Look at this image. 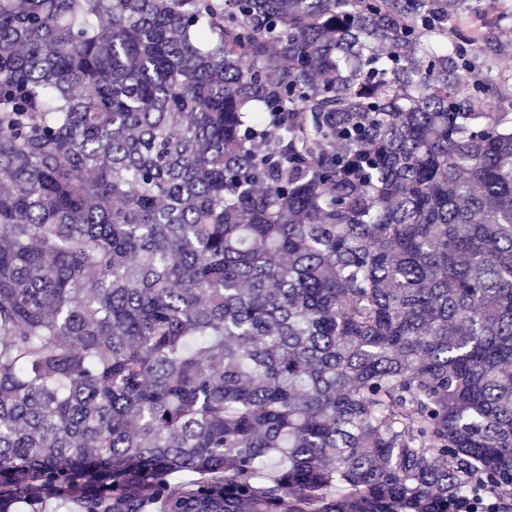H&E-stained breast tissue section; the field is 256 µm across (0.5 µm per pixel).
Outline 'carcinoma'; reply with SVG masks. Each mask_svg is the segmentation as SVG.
Segmentation results:
<instances>
[{
	"label": "carcinoma",
	"mask_w": 512,
	"mask_h": 512,
	"mask_svg": "<svg viewBox=\"0 0 512 512\" xmlns=\"http://www.w3.org/2000/svg\"><path fill=\"white\" fill-rule=\"evenodd\" d=\"M508 18L0 0V512H512ZM497 50L490 55L486 66L474 75L475 80H483L489 74L509 78L512 87V21L496 32Z\"/></svg>",
	"instance_id": "cac0c4a2"
}]
</instances>
